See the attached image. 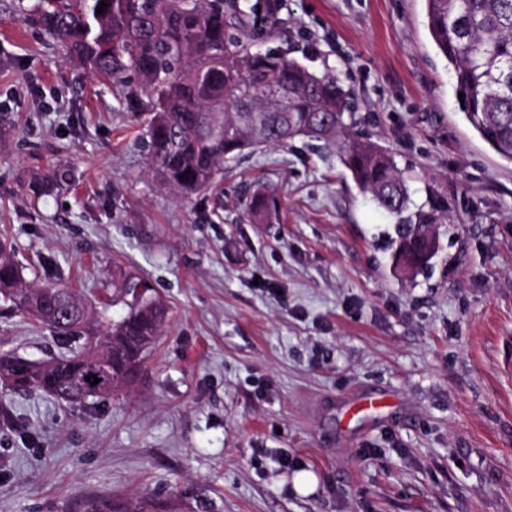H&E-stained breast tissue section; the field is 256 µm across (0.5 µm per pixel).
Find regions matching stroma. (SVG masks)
<instances>
[{
	"label": "stroma",
	"instance_id": "35a3bbf8",
	"mask_svg": "<svg viewBox=\"0 0 512 512\" xmlns=\"http://www.w3.org/2000/svg\"><path fill=\"white\" fill-rule=\"evenodd\" d=\"M0 0V236L23 284H64L92 324L117 276L169 309L141 380L71 404L0 392V512L148 494L178 512H512V162L470 128L425 0H282L272 47L338 77L353 133L389 150L437 224L416 277L395 219L306 139L225 163L189 199L150 168V119ZM70 183L39 199L22 183ZM279 202L258 224L257 192ZM65 342L0 308V353ZM309 471L315 491L298 494Z\"/></svg>",
	"mask_w": 512,
	"mask_h": 512
}]
</instances>
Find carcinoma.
Returning <instances> with one entry per match:
<instances>
[{
	"label": "carcinoma",
	"mask_w": 512,
	"mask_h": 512,
	"mask_svg": "<svg viewBox=\"0 0 512 512\" xmlns=\"http://www.w3.org/2000/svg\"><path fill=\"white\" fill-rule=\"evenodd\" d=\"M107 3L96 14L100 2ZM279 0H38L23 21L41 27L88 75L122 89L127 107L148 112L150 164L187 197L216 185L224 161L260 147L305 137L336 150L360 192L392 216L408 188L386 149L348 133L349 93L287 53L261 48L273 33ZM429 34L448 63L465 118L502 158L512 161V0H426ZM259 224L278 220L273 197L252 198ZM430 223L397 225L395 266L415 275L421 235ZM21 267L0 238V302L67 335L70 348L47 364L0 354V377L13 391H39L72 402L94 395L85 380L101 354L116 393L139 377L166 307L133 276L120 288L127 312L93 334L88 308L65 286L20 287ZM80 512H175L150 496L91 498Z\"/></svg>",
	"instance_id": "obj_1"
}]
</instances>
